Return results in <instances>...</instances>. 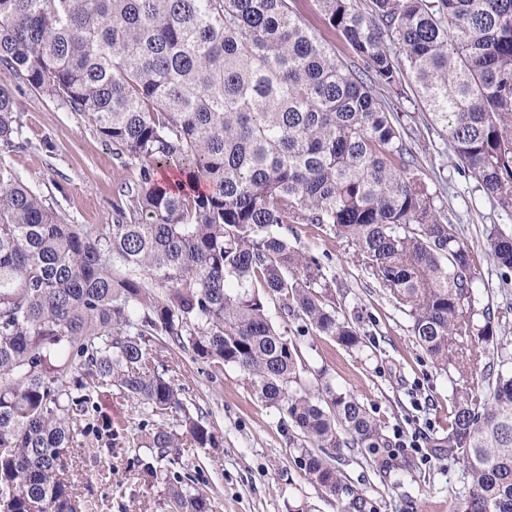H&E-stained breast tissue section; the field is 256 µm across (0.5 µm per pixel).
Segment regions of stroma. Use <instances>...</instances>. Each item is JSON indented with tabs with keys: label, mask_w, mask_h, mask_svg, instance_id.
Returning a JSON list of instances; mask_svg holds the SVG:
<instances>
[{
	"label": "stroma",
	"mask_w": 512,
	"mask_h": 512,
	"mask_svg": "<svg viewBox=\"0 0 512 512\" xmlns=\"http://www.w3.org/2000/svg\"><path fill=\"white\" fill-rule=\"evenodd\" d=\"M11 85L22 124L19 146L0 145V164L10 167L66 224L104 225L119 214H132L134 203L122 186L134 185L139 169L122 163L111 143L98 133L86 113L71 111L14 81L0 71V84ZM418 165L431 190L437 191L461 239L483 252L489 233L512 235V214L504 213L461 175L439 129H422L416 144ZM336 290L340 318L359 327L362 348L349 350L326 336L301 330L297 320L283 321L277 303L268 314L275 325H287L314 381L326 372L338 390L355 395L382 422L401 451L417 466L383 475L357 452L346 453L337 466L355 493L370 498L373 512H453L465 493L459 464L430 457L425 439L446 426L455 368L441 369L417 346L409 317L351 262L344 241L329 229L312 224H285L280 229ZM477 308L499 311L512 303V271L503 272L482 259L476 288ZM178 364L180 398L190 411L202 413L217 445L177 456L173 472L187 480L189 491H202L213 512H341L336 497L326 495L296 468V448L269 407L243 384L238 370H215L191 353L173 350ZM121 423L126 437L139 435L151 421L148 408L130 401L118 387L102 390L81 425L89 456L69 468L72 491L92 501L95 512H168L163 488L149 486L142 476L145 448L113 446L102 425Z\"/></svg>",
	"instance_id": "stroma-1"
}]
</instances>
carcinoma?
I'll use <instances>...</instances> for the list:
<instances>
[{
	"instance_id": "obj_1",
	"label": "carcinoma",
	"mask_w": 512,
	"mask_h": 512,
	"mask_svg": "<svg viewBox=\"0 0 512 512\" xmlns=\"http://www.w3.org/2000/svg\"><path fill=\"white\" fill-rule=\"evenodd\" d=\"M300 0H0V67L40 94L88 114L116 155L139 165L136 216L90 228L57 213L0 167V512H89L60 478L83 431L77 417L117 386L182 432L143 424L150 485L171 512H211L161 466L180 448H213L185 409L168 344L239 370L301 437L296 466L346 512H371L334 461L359 451L387 474L416 466L356 396L318 374L267 312L300 320L346 349L360 330L336 315L330 285L277 232L329 226L357 265L411 319L420 349L448 368L464 337L493 339L475 310L474 252L419 174L420 132L379 90L405 77L445 132L458 171L512 210V0H309L308 11L353 49L336 59ZM399 45L391 49L385 37ZM22 125L0 84V143ZM174 165L189 188L156 182ZM488 256L512 270V235ZM481 315L485 324H475ZM453 388L448 431L426 454L467 479L456 512H512V353Z\"/></svg>"
}]
</instances>
